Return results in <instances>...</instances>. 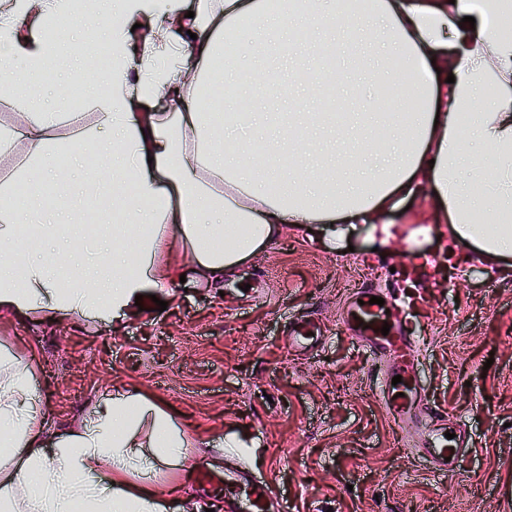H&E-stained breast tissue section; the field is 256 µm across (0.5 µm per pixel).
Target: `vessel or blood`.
<instances>
[{"instance_id":"b4317fda","label":"vessel or blood","mask_w":512,"mask_h":512,"mask_svg":"<svg viewBox=\"0 0 512 512\" xmlns=\"http://www.w3.org/2000/svg\"><path fill=\"white\" fill-rule=\"evenodd\" d=\"M383 298V305L373 304V297ZM342 330L373 355L391 358L380 396L388 416L405 430L421 434L417 451L428 472L455 470L468 450L466 429L455 438L445 436L446 411L432 405L417 376L421 346L410 331L406 303L388 289L378 285L356 289L347 299L340 316ZM321 322L308 316L293 318L288 323V345L296 351H309L321 340ZM400 383H393V376ZM199 483L223 488L226 512H284L272 477H255L238 470L225 475L199 471Z\"/></svg>"}]
</instances>
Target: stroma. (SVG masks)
I'll use <instances>...</instances> for the list:
<instances>
[{
	"label": "stroma",
	"mask_w": 512,
	"mask_h": 512,
	"mask_svg": "<svg viewBox=\"0 0 512 512\" xmlns=\"http://www.w3.org/2000/svg\"><path fill=\"white\" fill-rule=\"evenodd\" d=\"M103 17L97 6L77 12L49 61L51 80L0 100V114L25 101L73 111L68 87L87 67L76 51L100 37ZM105 194L75 166L74 207L111 223ZM382 220L396 230L386 246L367 224L334 244L320 225H282L220 290L184 258V282L116 319L0 317V349L31 362L48 432L79 427L98 402L132 390L167 412L190 446L177 473L152 475L165 512H221V493L197 492L190 470L227 464L272 474L286 512H512V261L475 257L411 287L405 262L441 260L451 244L442 212L419 193ZM370 271L397 294L414 291L421 384L471 436L453 472L423 469L380 402L381 361L337 325ZM306 313L327 333L303 354L289 350L284 331L289 316Z\"/></svg>",
	"instance_id": "stroma-1"
}]
</instances>
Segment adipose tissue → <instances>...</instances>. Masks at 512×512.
I'll use <instances>...</instances> for the list:
<instances>
[{"label": "adipose tissue", "instance_id": "obj_1", "mask_svg": "<svg viewBox=\"0 0 512 512\" xmlns=\"http://www.w3.org/2000/svg\"><path fill=\"white\" fill-rule=\"evenodd\" d=\"M323 2L307 0L305 10L272 16L265 0H196L191 9L184 0H107L102 36L112 64L90 79L93 127L79 128L67 112L26 113L21 136L0 125V157L20 139L26 152L0 180V314L108 320L147 289L173 281L180 253H190L218 287L281 225H322L334 243L422 189L443 209L453 239L487 259L512 257V225L498 221L512 214V41L500 38L494 24L499 12L512 10V0H377L374 13L345 15L344 29L359 34L350 45L354 54L369 41L394 50L400 68L378 77L394 83L397 99L410 106L384 113L385 160L374 167L362 163L374 146L358 134L370 113L352 112L340 122L331 111L335 93L349 82L321 57L335 48L325 34ZM28 16L62 24L71 18L67 0H7L0 7L4 97L49 76L43 41L20 24ZM467 16L474 25H462ZM228 30L239 38L220 77L225 85L250 76L242 59L260 54L270 34L285 45L304 37L312 49L298 83L283 90L294 108L279 115L277 147L257 161L233 149L198 94ZM187 56L197 61L189 80L181 68ZM71 124L70 153L79 157L88 147L110 158L109 168L90 176L110 183L120 221L91 226L95 260L64 279L69 251L44 262L37 255L76 221L52 134ZM474 143L484 157L471 154ZM23 190L34 210L54 218L38 226L27 258L14 248L25 217L13 200ZM33 375L29 361L0 355V512H161L152 485L132 484L128 475L159 461L180 466L187 441L170 416L131 391L97 406L81 428L51 434ZM146 414L154 417L155 458L134 448Z\"/></svg>", "mask_w": 512, "mask_h": 512}]
</instances>
